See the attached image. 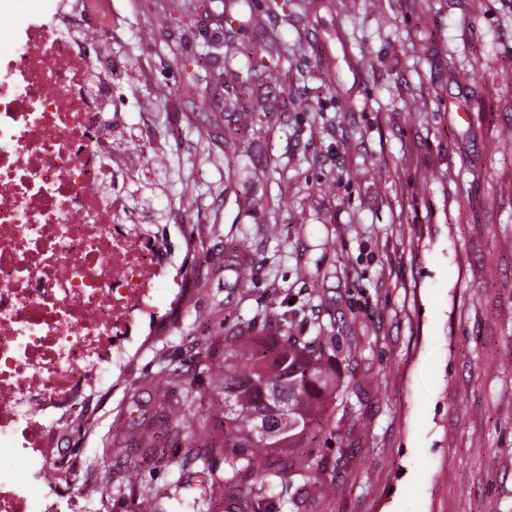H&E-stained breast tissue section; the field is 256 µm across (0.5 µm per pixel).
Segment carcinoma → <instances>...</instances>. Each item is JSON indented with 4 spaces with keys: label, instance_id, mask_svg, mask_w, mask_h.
<instances>
[{
    "label": "carcinoma",
    "instance_id": "cac0c4a2",
    "mask_svg": "<svg viewBox=\"0 0 512 512\" xmlns=\"http://www.w3.org/2000/svg\"><path fill=\"white\" fill-rule=\"evenodd\" d=\"M315 335L296 329L282 314L271 336L255 334V322L224 327V368L204 365L209 404L224 410V438L188 443L194 458L218 451L224 470L209 472L193 499L194 512H209L217 497L224 512H309L342 485L348 454L327 452L332 439L352 434L347 419L361 401L354 372L363 349L349 348L348 324L312 322ZM278 428L265 437L261 421ZM137 512H164L157 492L144 487Z\"/></svg>",
    "mask_w": 512,
    "mask_h": 512
}]
</instances>
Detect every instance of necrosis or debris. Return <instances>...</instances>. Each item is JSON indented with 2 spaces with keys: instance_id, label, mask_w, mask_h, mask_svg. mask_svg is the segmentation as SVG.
<instances>
[{
  "instance_id": "obj_1",
  "label": "necrosis or debris",
  "mask_w": 512,
  "mask_h": 512,
  "mask_svg": "<svg viewBox=\"0 0 512 512\" xmlns=\"http://www.w3.org/2000/svg\"><path fill=\"white\" fill-rule=\"evenodd\" d=\"M54 6L0 0L14 23L0 45V512H49L56 484L92 512L54 412L82 414L90 384L111 386L167 271L161 238L119 223L100 188L94 47L50 36Z\"/></svg>"
}]
</instances>
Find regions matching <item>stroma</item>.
I'll use <instances>...</instances> for the list:
<instances>
[{"mask_svg":"<svg viewBox=\"0 0 512 512\" xmlns=\"http://www.w3.org/2000/svg\"><path fill=\"white\" fill-rule=\"evenodd\" d=\"M289 2L284 16L254 6L224 43L287 44L278 69L253 76L200 59L223 36L222 0H178L186 31L160 0L90 11L136 76L116 110L147 126L143 157L167 169L155 205L176 264L153 288L168 321L78 422L79 450L107 476L86 493L99 512H130L113 485L180 483L166 512H188L192 484L224 457L169 461L194 436L222 438L224 414L214 406L207 429L191 416L171 431L162 409L178 395L153 377L167 369L178 388L207 391L198 362L225 324L252 317L269 334L264 312L320 294L331 317L355 320L365 359L356 468L311 512H512V0ZM245 80L283 106L246 160L278 172L251 190L224 129L247 146L253 115L220 111ZM143 428L154 451L136 442Z\"/></svg>","mask_w":512,"mask_h":512,"instance_id":"stroma-1","label":"stroma"}]
</instances>
